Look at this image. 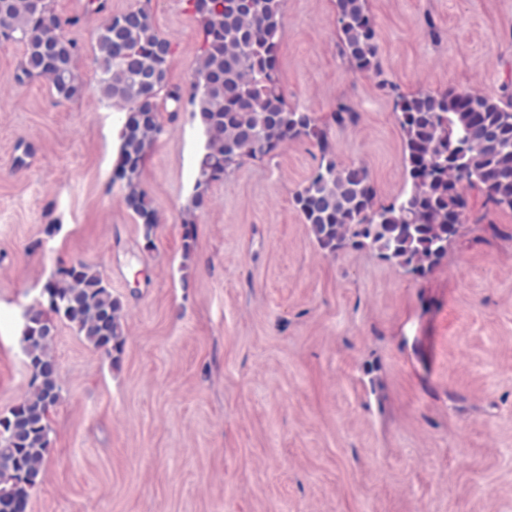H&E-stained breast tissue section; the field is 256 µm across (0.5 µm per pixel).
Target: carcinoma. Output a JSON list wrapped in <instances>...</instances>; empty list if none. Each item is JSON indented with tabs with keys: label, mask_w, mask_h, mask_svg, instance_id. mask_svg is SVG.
<instances>
[{
	"label": "carcinoma",
	"mask_w": 512,
	"mask_h": 512,
	"mask_svg": "<svg viewBox=\"0 0 512 512\" xmlns=\"http://www.w3.org/2000/svg\"><path fill=\"white\" fill-rule=\"evenodd\" d=\"M200 47L194 80L169 81L172 42L157 29L151 0L107 15L96 45L102 98L120 107L119 147L112 183L139 224L144 247L154 246L158 214L142 174L164 119L188 112L205 144L196 159L192 194L183 210V287H189L197 213L211 204L210 188L246 158L274 156L290 140L306 139L319 163L292 205L320 249L329 255L369 249L415 276L433 271L448 253L467 206L464 192L512 209V93L475 91L402 93L385 77L367 0H335L339 55L352 71L373 76L393 93L403 144V191L388 203L378 198L369 170L336 160L329 124L288 104L279 79L284 0H188ZM23 46L16 79L45 77L60 100L81 96L75 73L78 46L63 33L52 0H0V29ZM480 112L474 122L470 102ZM172 109H167V106ZM360 113L336 100L331 121L359 123ZM117 367L128 339L122 301L102 273L75 258L60 265L24 313L21 343L30 374L28 390L0 412V512H20L29 491L43 481L52 447V412L62 401L53 354L58 323Z\"/></svg>",
	"instance_id": "cac0c4a2"
}]
</instances>
